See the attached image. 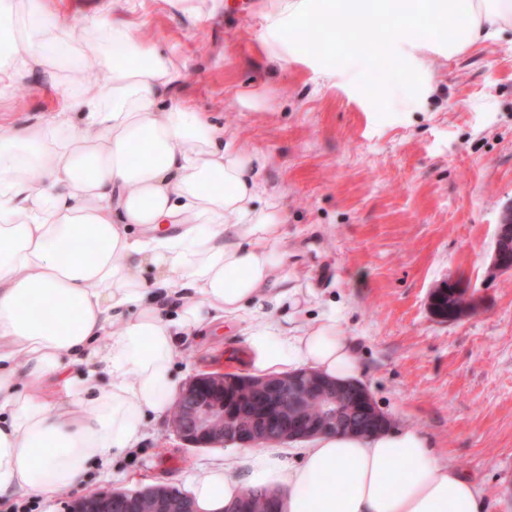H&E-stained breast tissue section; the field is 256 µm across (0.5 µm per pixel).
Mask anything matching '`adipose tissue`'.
Instances as JSON below:
<instances>
[{"instance_id": "obj_1", "label": "adipose tissue", "mask_w": 512, "mask_h": 512, "mask_svg": "<svg viewBox=\"0 0 512 512\" xmlns=\"http://www.w3.org/2000/svg\"><path fill=\"white\" fill-rule=\"evenodd\" d=\"M432 20L455 53L512 28V0H274L269 57L304 54L302 34L403 17ZM96 46L84 92L76 42ZM46 74L66 112L0 125V501L80 486L90 461L136 448L172 411L177 348L222 319L249 321L250 368L358 379L335 316L289 334L270 320L288 297L277 205H258L259 155L179 98L187 74L120 14L77 34L46 0H0V79ZM119 333H112L114 324ZM54 381L61 400L49 401ZM196 512H228L246 489L288 512H484L478 485L406 426L322 434L289 462L245 448L184 480Z\"/></svg>"}]
</instances>
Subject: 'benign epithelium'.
<instances>
[{"label":"benign epithelium","instance_id":"7a95c632","mask_svg":"<svg viewBox=\"0 0 512 512\" xmlns=\"http://www.w3.org/2000/svg\"><path fill=\"white\" fill-rule=\"evenodd\" d=\"M512 245V208L502 217L496 235L492 266L511 271L512 263L504 255ZM239 383L237 378L222 374L198 377L177 392L174 400L173 425L180 439L191 448H215L236 445L238 448L260 447L274 442L284 445L352 423L361 413L377 411L367 388L353 383L355 403L345 397V388L323 379L314 371H297L262 379L268 397L264 411L247 423H232L234 413L225 410L228 389ZM317 399L322 405L320 416L313 418L300 401ZM187 496L169 485H157L136 491L105 490L76 499L70 512H193Z\"/></svg>","mask_w":512,"mask_h":512}]
</instances>
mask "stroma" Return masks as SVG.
Instances as JSON below:
<instances>
[{
    "mask_svg": "<svg viewBox=\"0 0 512 512\" xmlns=\"http://www.w3.org/2000/svg\"><path fill=\"white\" fill-rule=\"evenodd\" d=\"M105 0H49L52 15L80 32ZM268 0H224L194 21L168 0H128L137 33L174 49L187 71L181 94L233 135L244 155L263 154L265 198L278 203L276 248L295 293L275 319L295 329L336 314L361 362V382L393 426L413 425L442 459L472 476L486 512H512V270L492 268L497 227L512 207V30L449 55L444 37L417 26L395 61L345 68L352 52L325 47L341 67L318 73L299 57L281 68L264 45ZM61 108L52 81L0 84V124L19 126ZM462 283L478 302L465 318L432 314L429 296ZM246 322L224 324L200 355L189 338L175 375L187 384L224 372L244 349ZM235 447L189 448L170 423L150 424L139 447L114 455L121 489L182 486L184 474ZM89 467L83 490L34 499L33 512H69L81 492L110 489Z\"/></svg>",
    "mask_w": 512,
    "mask_h": 512,
    "instance_id": "1",
    "label": "stroma"
}]
</instances>
